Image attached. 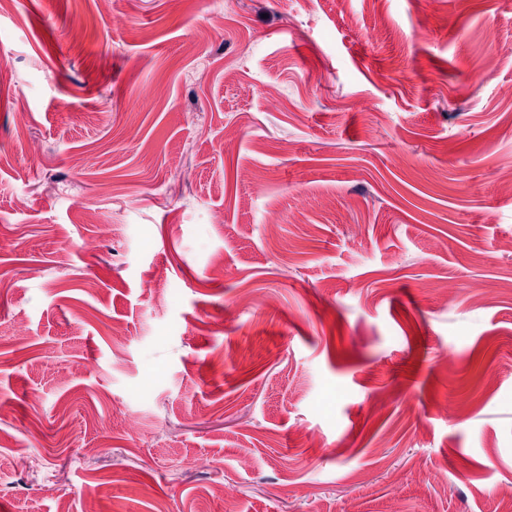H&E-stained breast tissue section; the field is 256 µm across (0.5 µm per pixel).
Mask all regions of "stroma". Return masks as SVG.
<instances>
[{"label":"stroma","instance_id":"obj_1","mask_svg":"<svg viewBox=\"0 0 512 512\" xmlns=\"http://www.w3.org/2000/svg\"><path fill=\"white\" fill-rule=\"evenodd\" d=\"M507 87L512 0H0V512H505Z\"/></svg>","mask_w":512,"mask_h":512}]
</instances>
